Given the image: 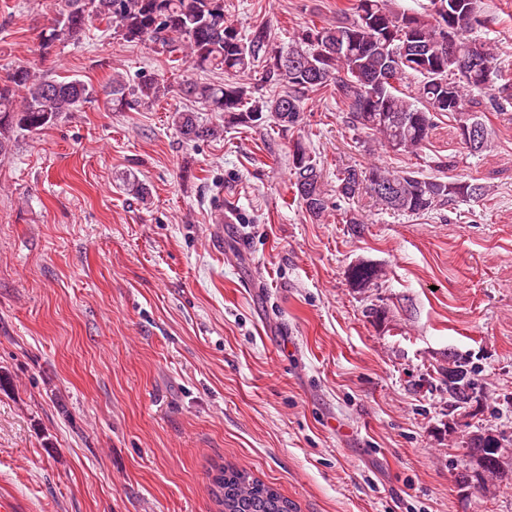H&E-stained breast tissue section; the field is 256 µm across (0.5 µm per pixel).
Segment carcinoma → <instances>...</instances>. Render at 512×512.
<instances>
[{
	"instance_id": "cac0c4a2",
	"label": "carcinoma",
	"mask_w": 512,
	"mask_h": 512,
	"mask_svg": "<svg viewBox=\"0 0 512 512\" xmlns=\"http://www.w3.org/2000/svg\"><path fill=\"white\" fill-rule=\"evenodd\" d=\"M427 12L397 9L392 0H354L334 25L302 28L283 48L275 45L270 28L261 23L248 34L225 19L224 0H65L41 31L45 49L57 42L75 41L95 20L106 21L127 42L159 50L172 61L224 72L222 84L185 80L179 91L206 112L224 113V124L205 125L193 112L177 111L173 123L190 141L216 139L224 125L256 124L273 119L295 127L304 111V96L330 86L336 106L348 108L354 129L379 135L394 152L415 153L425 147L435 118L447 114L459 124L481 121L484 136L473 147L459 133L463 147L483 152L494 130L475 109L477 98L492 90L498 78L497 58L486 41L473 33L490 23L481 0H430ZM454 38V53L448 37ZM479 45L489 63L485 70L459 75L453 71ZM262 68L263 82L279 86L274 96L255 95L242 78ZM166 80L143 72L130 82L115 74L102 92L115 110L155 102L168 92ZM93 88L78 79H49L33 67L19 65L0 78V154L10 150L23 131L42 130L66 112L87 102ZM293 187L312 218H320L328 201L315 157L297 141L292 149ZM387 184L393 195L376 194L374 184ZM369 193L386 210L423 215L458 200L478 199L484 187L467 180L424 177L415 171L390 173L379 167L361 170L345 166L336 171V195L353 199ZM376 278L375 269L360 263L351 279L364 288ZM442 372L448 403H469L476 389L474 371L466 362L448 358ZM476 468L467 482L486 489L487 482L512 476L503 465L505 448L490 432L466 441ZM210 491L218 512H295V505L277 488L232 465L219 466Z\"/></svg>"
}]
</instances>
